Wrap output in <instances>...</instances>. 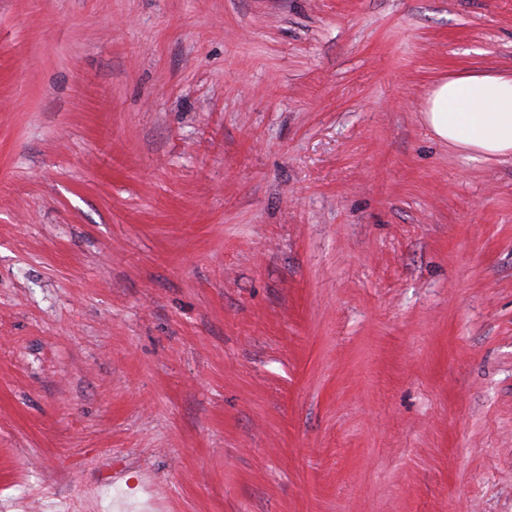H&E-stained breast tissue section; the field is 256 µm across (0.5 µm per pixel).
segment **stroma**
Here are the masks:
<instances>
[{
  "instance_id": "obj_1",
  "label": "stroma",
  "mask_w": 512,
  "mask_h": 512,
  "mask_svg": "<svg viewBox=\"0 0 512 512\" xmlns=\"http://www.w3.org/2000/svg\"><path fill=\"white\" fill-rule=\"evenodd\" d=\"M512 0H0V512H512V157L425 121Z\"/></svg>"
}]
</instances>
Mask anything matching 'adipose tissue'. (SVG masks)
Listing matches in <instances>:
<instances>
[{"instance_id":"ef3b65f1","label":"adipose tissue","mask_w":512,"mask_h":512,"mask_svg":"<svg viewBox=\"0 0 512 512\" xmlns=\"http://www.w3.org/2000/svg\"><path fill=\"white\" fill-rule=\"evenodd\" d=\"M425 119L436 136L463 152L512 154V72L462 74L437 84Z\"/></svg>"}]
</instances>
